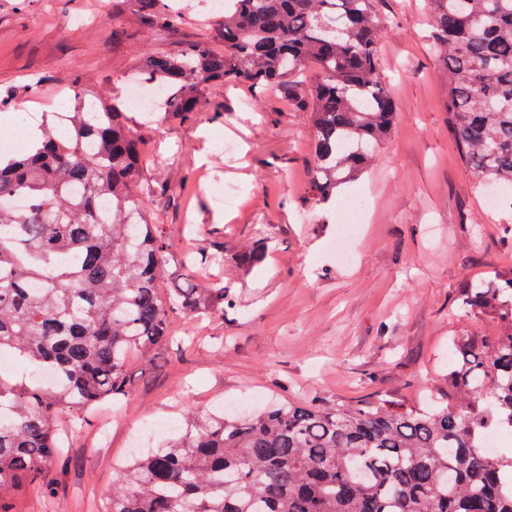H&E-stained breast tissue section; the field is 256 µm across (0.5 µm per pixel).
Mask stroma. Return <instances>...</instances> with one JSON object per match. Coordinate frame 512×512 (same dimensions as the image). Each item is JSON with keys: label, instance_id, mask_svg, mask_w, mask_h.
Segmentation results:
<instances>
[{"label": "stroma", "instance_id": "1", "mask_svg": "<svg viewBox=\"0 0 512 512\" xmlns=\"http://www.w3.org/2000/svg\"><path fill=\"white\" fill-rule=\"evenodd\" d=\"M211 0H180L183 22L149 28L138 0H0V98L31 113L57 111L72 81L125 111L155 167L151 209L172 246L162 292L222 278L232 300L203 319L176 310L184 346L160 344L133 355L128 395L101 417L70 420L47 479L16 512H86L105 507L118 467L134 451L158 447L153 424L187 412H215L247 398L251 410L299 397L354 402L386 396L408 406L448 391V343L489 324L464 312L467 283L512 270V212L491 210L448 136L446 89L431 46L424 0H379L386 34L379 74L395 102L394 125L379 159L336 198L308 193L314 132L294 88H206L190 121L144 124L130 108L123 76L149 50L192 42L224 46ZM234 200L219 204L212 180ZM366 198L351 243L336 263L343 207ZM252 246L262 264L244 265ZM221 254L222 265L185 272L186 248Z\"/></svg>", "mask_w": 512, "mask_h": 512}]
</instances>
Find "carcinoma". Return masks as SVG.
Segmentation results:
<instances>
[{"mask_svg": "<svg viewBox=\"0 0 512 512\" xmlns=\"http://www.w3.org/2000/svg\"><path fill=\"white\" fill-rule=\"evenodd\" d=\"M376 2L224 0V49L201 41L151 52L128 80L163 86V118L187 121L211 84L273 89L314 69L308 193L327 202L372 165L391 128ZM140 9L152 28L182 22L159 0ZM426 9L448 80V133L483 194L501 190L512 208V0H426ZM72 87L80 109L65 134L47 116L37 142L0 153V351L30 369L18 387L0 381V512H13L15 494L58 456L60 404L78 418L120 401L127 358L166 340L170 306L222 312L227 298L221 280L161 295L171 245L145 204L154 186L141 138L118 106ZM17 196L22 209L9 205ZM214 260L200 252L184 266L195 273ZM461 306L495 328L451 340L455 402L189 412L177 435L116 471L107 512H512V453L479 447L486 428L512 427V272L462 289ZM42 370L56 378L52 395Z\"/></svg>", "mask_w": 512, "mask_h": 512, "instance_id": "cac0c4a2", "label": "carcinoma"}]
</instances>
